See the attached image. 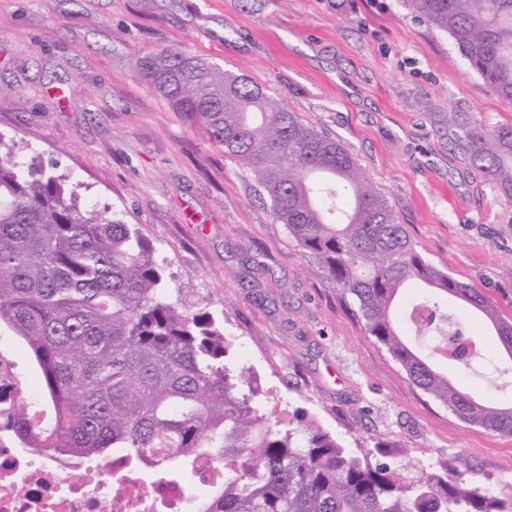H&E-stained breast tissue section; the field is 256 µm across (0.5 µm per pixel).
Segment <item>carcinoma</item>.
Instances as JSON below:
<instances>
[{
	"label": "carcinoma",
	"instance_id": "carcinoma-1",
	"mask_svg": "<svg viewBox=\"0 0 512 512\" xmlns=\"http://www.w3.org/2000/svg\"><path fill=\"white\" fill-rule=\"evenodd\" d=\"M512 102V0H401ZM177 49L147 57L145 76L247 169L276 222L354 296L368 332L413 384L461 420L512 435V406L485 404L433 358L506 390L512 368L446 313L453 297L481 313L512 348V317L427 262L354 155L245 76ZM453 144L512 195V125L444 120ZM167 261L120 213L86 204L66 174L0 137V330L29 351L49 411L23 407L17 440L71 461L121 455L163 467L202 450L224 466L206 512H512L462 474L370 464L313 423L272 426L259 379L227 357L233 341L210 311L184 308ZM424 291L394 319L398 294ZM416 336L409 345L400 328Z\"/></svg>",
	"mask_w": 512,
	"mask_h": 512
}]
</instances>
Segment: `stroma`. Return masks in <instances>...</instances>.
<instances>
[{
    "mask_svg": "<svg viewBox=\"0 0 512 512\" xmlns=\"http://www.w3.org/2000/svg\"><path fill=\"white\" fill-rule=\"evenodd\" d=\"M244 75L340 139L419 253L512 309V199L450 149L442 119L512 123L450 40L398 0H0V136L120 211L183 305L224 321L271 419L315 422L409 471L512 493V436L466 423L370 336L352 295L277 223L255 182L149 84L165 48Z\"/></svg>",
    "mask_w": 512,
    "mask_h": 512,
    "instance_id": "1",
    "label": "stroma"
}]
</instances>
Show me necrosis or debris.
<instances>
[{"mask_svg":"<svg viewBox=\"0 0 512 512\" xmlns=\"http://www.w3.org/2000/svg\"><path fill=\"white\" fill-rule=\"evenodd\" d=\"M31 388L0 341V512H202L223 486V468L205 457L190 486L173 467L105 458L75 469L62 457L21 447L13 427Z\"/></svg>","mask_w":512,"mask_h":512,"instance_id":"obj_1","label":"necrosis or debris"}]
</instances>
